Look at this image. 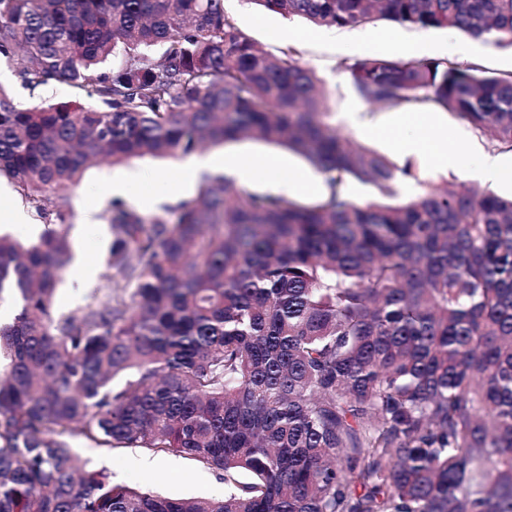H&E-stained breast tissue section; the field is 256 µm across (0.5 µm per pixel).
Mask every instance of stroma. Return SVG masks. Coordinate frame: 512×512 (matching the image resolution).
I'll return each instance as SVG.
<instances>
[{
  "label": "stroma",
  "instance_id": "stroma-1",
  "mask_svg": "<svg viewBox=\"0 0 512 512\" xmlns=\"http://www.w3.org/2000/svg\"><path fill=\"white\" fill-rule=\"evenodd\" d=\"M224 9L250 38L272 52L283 45L281 33H305L306 38L300 43V63L315 72L326 93L329 107L327 123L337 134L387 156L393 153L389 142L368 136L363 128L351 125L346 119L350 106L358 103L359 98L352 88L349 74L339 69L340 61L391 57L392 52L385 46L384 40L393 34L413 48V56L417 59L445 58L463 66L478 63L495 73L512 71V49L498 48L451 29H417L379 20L359 28L336 27L331 36L324 37L301 19L258 10L247 4L246 0H224ZM450 42L455 44V51H447L446 45ZM22 66V61L16 57L0 60V74L9 76L8 81L0 83V89L5 90L17 105L33 108L48 102L75 101L73 89L65 83L35 91L24 87L19 77ZM205 152L209 155L234 152L244 156L259 154L274 157L307 178L316 180L320 177L306 159L275 143L241 139L207 146ZM187 162L184 156L145 157L123 165L102 162L85 170L81 182L66 193L71 211L68 238L74 264L92 267L95 275L84 284L76 285L70 274H63L54 298L57 313H76L85 306L90 296H97L103 302L111 295V286L103 279L102 272L112 244L109 222L112 201L118 200L129 208H137L142 190L146 183L151 182L155 185V200L150 208L143 210L144 217L149 219L162 213L164 208H175L179 202L194 197L196 190L192 187L173 189L163 176L177 172ZM468 165L465 159L449 163L445 168L428 159L415 163L416 186L422 191L452 184L461 189H487L503 196L512 194V180L484 185L470 176ZM118 178L125 183L123 191L116 194L109 192L108 184ZM75 450L91 466L106 469L117 484L153 489L178 498L220 499L225 493V485L218 471L202 467L182 456L151 454L137 448L117 449L105 454L84 442L76 443Z\"/></svg>",
  "mask_w": 512,
  "mask_h": 512
}]
</instances>
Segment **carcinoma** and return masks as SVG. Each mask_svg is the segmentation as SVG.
I'll list each match as a JSON object with an SVG mask.
<instances>
[{"label": "carcinoma", "mask_w": 512, "mask_h": 512, "mask_svg": "<svg viewBox=\"0 0 512 512\" xmlns=\"http://www.w3.org/2000/svg\"><path fill=\"white\" fill-rule=\"evenodd\" d=\"M246 2L512 47V0ZM19 52L23 85L66 81L96 104L20 108L0 89V177L47 225L28 246L0 234V301L18 304L0 324V512H512V197L399 200L412 166L340 139L300 49L263 48L224 0H0V58ZM341 67L374 107L449 111L512 152V72ZM242 137L304 156L328 194L206 175L150 219L115 204L103 278L131 301L55 312L66 192L94 159ZM81 439L190 458L222 472L224 498L115 484Z\"/></svg>", "instance_id": "obj_1"}]
</instances>
